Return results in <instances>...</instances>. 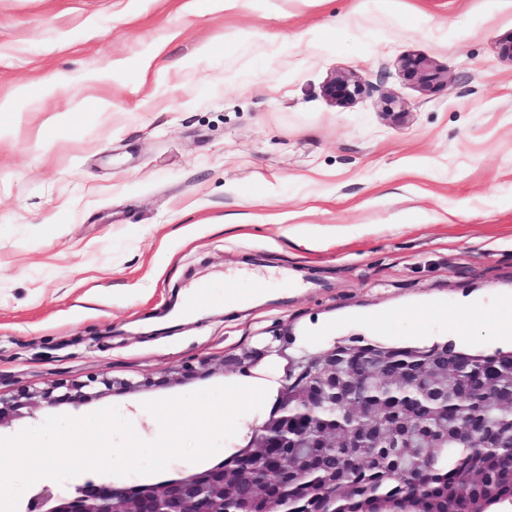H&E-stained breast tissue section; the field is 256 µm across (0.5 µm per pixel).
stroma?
I'll return each mask as SVG.
<instances>
[{"label":"stroma","instance_id":"obj_1","mask_svg":"<svg viewBox=\"0 0 512 512\" xmlns=\"http://www.w3.org/2000/svg\"><path fill=\"white\" fill-rule=\"evenodd\" d=\"M510 40L512 0H0V100H18L0 129V393L144 384L33 399L0 435L114 407L152 441L145 402L268 383L210 467L286 374L227 354L280 335L512 346ZM405 55L440 82L421 90ZM341 72L367 88L347 107L323 94ZM228 283L250 303L224 304ZM195 284L216 303L156 319ZM203 358L209 375L154 386ZM399 66L408 77L415 79L423 88L430 87L439 78L438 73L421 57H402L399 59ZM141 386L144 384L90 376L84 381L53 383L40 391L38 396L50 405L79 404L112 392H127Z\"/></svg>","mask_w":512,"mask_h":512}]
</instances>
